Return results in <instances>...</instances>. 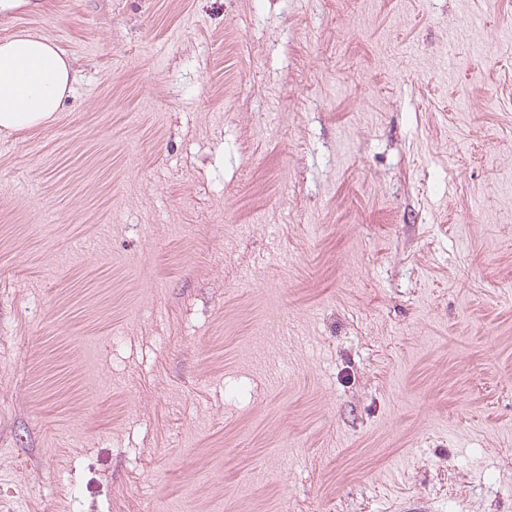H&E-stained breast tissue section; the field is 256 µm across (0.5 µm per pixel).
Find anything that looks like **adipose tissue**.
<instances>
[{"label": "adipose tissue", "mask_w": 512, "mask_h": 512, "mask_svg": "<svg viewBox=\"0 0 512 512\" xmlns=\"http://www.w3.org/2000/svg\"><path fill=\"white\" fill-rule=\"evenodd\" d=\"M71 64L55 42L26 32L0 42V134L55 121L71 90Z\"/></svg>", "instance_id": "obj_1"}]
</instances>
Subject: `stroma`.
<instances>
[{"label":"stroma","mask_w":512,"mask_h":512,"mask_svg":"<svg viewBox=\"0 0 512 512\" xmlns=\"http://www.w3.org/2000/svg\"><path fill=\"white\" fill-rule=\"evenodd\" d=\"M0 137V512H512V0H70ZM71 82L68 58L48 36L21 32L0 42V134L55 121Z\"/></svg>","instance_id":"1"}]
</instances>
